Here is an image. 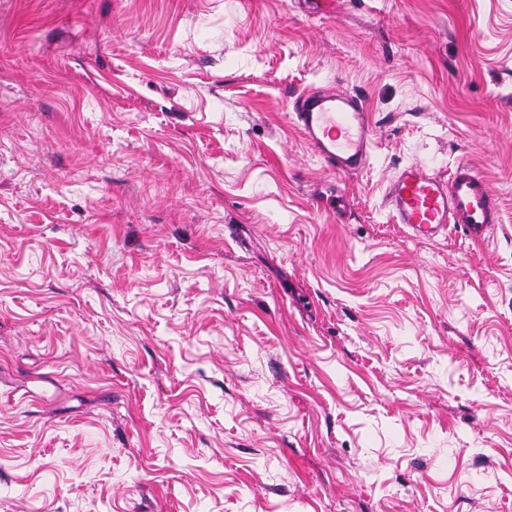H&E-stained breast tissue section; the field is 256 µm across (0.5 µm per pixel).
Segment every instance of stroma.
Here are the masks:
<instances>
[{
  "instance_id": "1",
  "label": "stroma",
  "mask_w": 512,
  "mask_h": 512,
  "mask_svg": "<svg viewBox=\"0 0 512 512\" xmlns=\"http://www.w3.org/2000/svg\"><path fill=\"white\" fill-rule=\"evenodd\" d=\"M412 162L488 240L391 223ZM0 512H512V0H0ZM292 120L313 153L339 180L366 167L373 126L358 96L331 88L311 90L297 100ZM386 202L393 223L425 241L446 237L451 226L481 241L493 224H500L497 196L465 163L448 176L420 162L404 165L390 180Z\"/></svg>"
}]
</instances>
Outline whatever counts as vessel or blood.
I'll return each mask as SVG.
<instances>
[{
    "mask_svg": "<svg viewBox=\"0 0 512 512\" xmlns=\"http://www.w3.org/2000/svg\"><path fill=\"white\" fill-rule=\"evenodd\" d=\"M292 120L337 178L366 167L373 126L359 97L331 88L309 91L298 99ZM386 202L393 223L425 241L447 236L452 227L481 241L500 221L497 196L485 178L465 163L446 175L420 162L404 165L390 180Z\"/></svg>",
    "mask_w": 512,
    "mask_h": 512,
    "instance_id": "1",
    "label": "vessel or blood"
}]
</instances>
